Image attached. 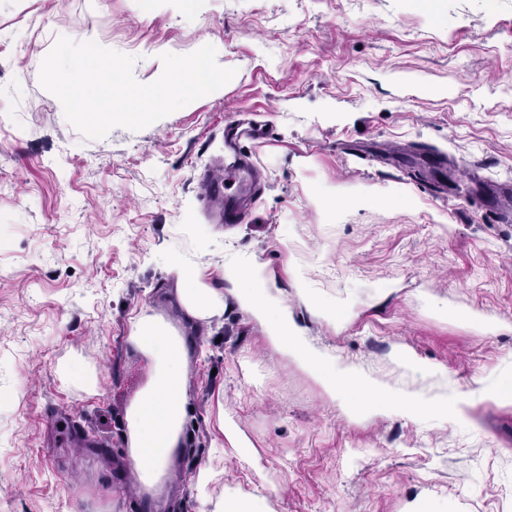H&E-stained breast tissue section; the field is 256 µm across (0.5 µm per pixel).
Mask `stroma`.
<instances>
[{"label": "stroma", "instance_id": "35a3bbf8", "mask_svg": "<svg viewBox=\"0 0 512 512\" xmlns=\"http://www.w3.org/2000/svg\"><path fill=\"white\" fill-rule=\"evenodd\" d=\"M136 57L212 45L231 81L151 125L89 140L39 82L58 37ZM262 188L218 221L197 179L224 132ZM512 0H0V512H213L225 488L263 512H512ZM407 191L413 206L318 211L312 192ZM213 267L250 252L319 345L391 386L423 388L400 348L448 375L461 415L352 422L272 351L224 287L189 323L168 255ZM347 306L339 326L295 294ZM184 330L186 446L162 489L119 482L125 410L146 384L128 342L142 308ZM97 378L85 388V374ZM248 451L218 448L217 415ZM216 476L208 495L200 468Z\"/></svg>", "mask_w": 512, "mask_h": 512}]
</instances>
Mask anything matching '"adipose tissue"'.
<instances>
[{
  "instance_id": "obj_1",
  "label": "adipose tissue",
  "mask_w": 512,
  "mask_h": 512,
  "mask_svg": "<svg viewBox=\"0 0 512 512\" xmlns=\"http://www.w3.org/2000/svg\"><path fill=\"white\" fill-rule=\"evenodd\" d=\"M169 266L188 319L203 322L222 316L223 284H235L240 306L262 326L267 343L308 371L325 393L340 399L349 416L390 413L415 419L429 413L440 419L456 408L444 392H394L315 345L296 324L282 290L255 255L243 253L212 269L174 251ZM129 342L151 360L152 374L126 408L128 471L135 483L154 490L181 446L191 358L185 336L163 316L146 309L133 317Z\"/></svg>"
}]
</instances>
